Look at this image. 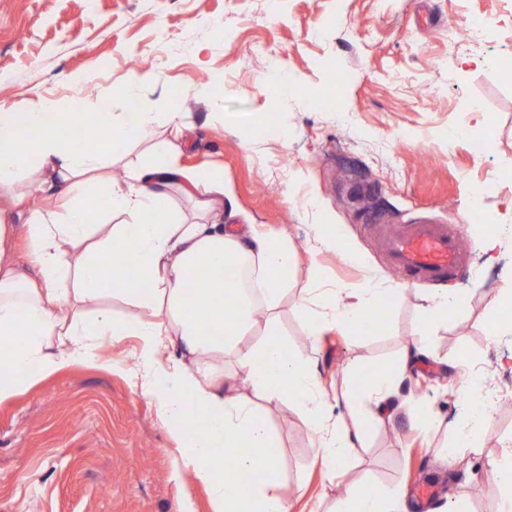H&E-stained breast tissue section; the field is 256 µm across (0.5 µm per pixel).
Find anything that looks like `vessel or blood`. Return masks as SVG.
Listing matches in <instances>:
<instances>
[{
	"instance_id": "b4317fda",
	"label": "vessel or blood",
	"mask_w": 512,
	"mask_h": 512,
	"mask_svg": "<svg viewBox=\"0 0 512 512\" xmlns=\"http://www.w3.org/2000/svg\"><path fill=\"white\" fill-rule=\"evenodd\" d=\"M380 244L393 267L409 280L454 278L462 268L461 241L442 224H403L380 229Z\"/></svg>"
}]
</instances>
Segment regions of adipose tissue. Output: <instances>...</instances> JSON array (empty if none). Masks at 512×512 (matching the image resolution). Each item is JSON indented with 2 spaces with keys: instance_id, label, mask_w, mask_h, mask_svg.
Returning a JSON list of instances; mask_svg holds the SVG:
<instances>
[{
  "instance_id": "ef3b65f1",
  "label": "adipose tissue",
  "mask_w": 512,
  "mask_h": 512,
  "mask_svg": "<svg viewBox=\"0 0 512 512\" xmlns=\"http://www.w3.org/2000/svg\"><path fill=\"white\" fill-rule=\"evenodd\" d=\"M60 112L39 100L28 112L0 111V200L17 210L22 230L0 224V401L19 393L30 372L47 376L98 362L102 341L136 337L130 369L141 394L155 401L183 467L209 491L214 512H290L281 483L280 441L254 402L293 404L319 434L317 458L329 472L344 469L364 427L330 425L329 403L311 362L280 338L275 308L294 265L285 234L254 224L182 222L171 205L170 183L187 185L205 209L224 207V178L216 170L181 169L171 154L131 168L120 182L101 178L109 152L140 138L152 113ZM89 131L95 146L74 149L70 132ZM37 168L58 184L64 211L24 206L12 194L18 176ZM132 216L112 223L113 214ZM24 236L31 280L18 267L14 242ZM386 294L380 281L323 288L318 267L307 274L306 333L317 339L328 324L375 332L371 314ZM136 315H116L113 301ZM263 331L258 351L245 337ZM235 357L237 371L224 370ZM400 376L373 375L346 400L355 418L372 416L391 397ZM248 394H241L240 386ZM490 410L470 400L453 426L449 454L478 453Z\"/></svg>"
}]
</instances>
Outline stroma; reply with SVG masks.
Listing matches in <instances>:
<instances>
[{
	"label": "stroma",
	"mask_w": 512,
	"mask_h": 512,
	"mask_svg": "<svg viewBox=\"0 0 512 512\" xmlns=\"http://www.w3.org/2000/svg\"><path fill=\"white\" fill-rule=\"evenodd\" d=\"M482 25L479 40L465 38ZM512 0H0V110L26 112L41 98L61 111L98 103L151 112L142 138L106 159L105 178L163 153L167 115L181 112L180 167L222 170L236 223L288 235L296 267L276 310L290 351L310 359L351 426L348 368L359 380L397 371L403 349L422 353L367 423L347 467L323 472L317 434L295 407L263 403L279 436L291 512H331L344 487L376 484L383 497L430 488L431 512H496L502 490L487 463L512 455V335L489 333V295L512 286V241L486 250L470 215L484 185L488 223L512 225ZM152 72L134 99L112 88ZM93 75L91 85L72 75ZM349 116L319 109L337 74ZM433 222L467 246L462 273L405 284L372 231L376 224ZM318 224L339 225L359 256L311 254ZM324 282L376 276L393 288L370 335L326 328L305 342L301 307L309 265ZM463 290L465 313L426 330L434 293ZM135 338L103 342L99 364H74L0 401V512H213L206 487L184 470L155 404L122 369ZM480 359L499 397L481 435L482 455L446 463V426L460 419L463 362Z\"/></svg>",
	"instance_id": "stroma-1"
}]
</instances>
